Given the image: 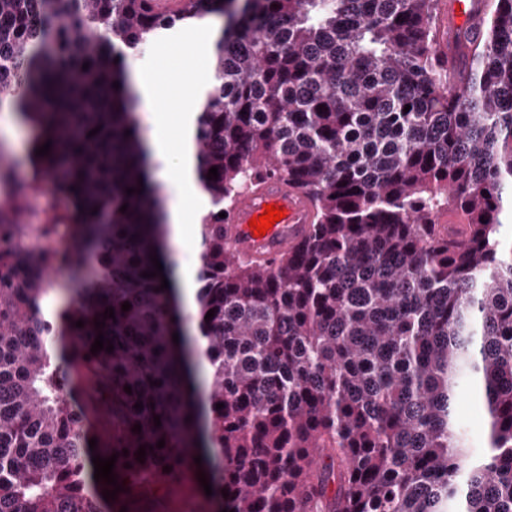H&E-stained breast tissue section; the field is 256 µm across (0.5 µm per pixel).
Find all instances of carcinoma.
Returning <instances> with one entry per match:
<instances>
[{
  "instance_id": "carcinoma-1",
  "label": "carcinoma",
  "mask_w": 512,
  "mask_h": 512,
  "mask_svg": "<svg viewBox=\"0 0 512 512\" xmlns=\"http://www.w3.org/2000/svg\"><path fill=\"white\" fill-rule=\"evenodd\" d=\"M437 5L0 0V107L37 131L31 184L0 208V512H102L114 486L95 481L92 456L114 454L110 512H132L191 473L199 446L217 451L212 497L229 512H512V242L499 239L512 0L456 29L452 75L436 55ZM207 13L225 23L194 137L211 203L198 224L196 321L212 370L200 442L172 339L181 317L161 277H142L162 256L163 203L126 60ZM272 176L311 199L316 222L268 265L225 247L219 214ZM43 183L70 203L43 230L81 224L94 267L51 311L48 274L78 256L23 246L32 212L17 200ZM445 210L464 223L432 222ZM100 332L113 352H91ZM474 383L478 458L455 412Z\"/></svg>"
}]
</instances>
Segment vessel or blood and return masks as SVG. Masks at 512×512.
Wrapping results in <instances>:
<instances>
[{
    "label": "vessel or blood",
    "mask_w": 512,
    "mask_h": 512,
    "mask_svg": "<svg viewBox=\"0 0 512 512\" xmlns=\"http://www.w3.org/2000/svg\"><path fill=\"white\" fill-rule=\"evenodd\" d=\"M435 47L448 67H455V56L448 48V14L444 11L439 14ZM269 204L283 207L285 216L265 236H255L249 221L261 215ZM315 219V209L305 193L289 187L284 181L269 180L257 189L245 192L232 208L224 223V243L244 258L268 260L299 246Z\"/></svg>",
    "instance_id": "1"
}]
</instances>
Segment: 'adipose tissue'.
I'll list each match as a JSON object with an SVG mask.
<instances>
[{"mask_svg": "<svg viewBox=\"0 0 512 512\" xmlns=\"http://www.w3.org/2000/svg\"><path fill=\"white\" fill-rule=\"evenodd\" d=\"M179 80L182 101L173 109L166 101L167 80L163 75L138 71L132 78L133 89L146 108L153 179L169 188L164 219L168 237L176 243L188 234V212H201L205 204L196 185L198 160L193 150L195 120L202 103L194 65H184Z\"/></svg>", "mask_w": 512, "mask_h": 512, "instance_id": "ef3b65f1", "label": "adipose tissue"}]
</instances>
